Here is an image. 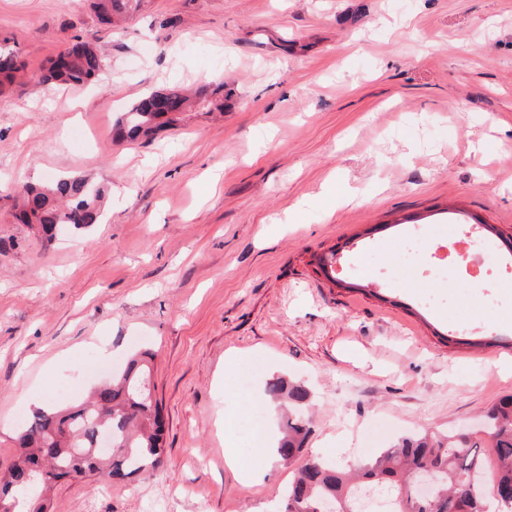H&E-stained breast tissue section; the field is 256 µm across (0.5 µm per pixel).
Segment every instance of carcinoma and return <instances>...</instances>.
<instances>
[{"mask_svg": "<svg viewBox=\"0 0 512 512\" xmlns=\"http://www.w3.org/2000/svg\"><path fill=\"white\" fill-rule=\"evenodd\" d=\"M132 0H93L100 19L108 24L131 8ZM104 58L87 41L73 44L36 74L40 83L80 85L98 77ZM24 66L15 55L0 48V90L15 82ZM162 101H172L178 111L206 102V91L189 97L178 88L152 92L135 102L121 120L117 132L135 138L148 136L163 126ZM103 194L87 180L59 177L42 188H24V204L18 220L34 224L48 238L61 226L87 228L100 222ZM149 354L132 355L124 370L99 386L77 404L62 399L49 411H38L25 422L16 438L17 459L0 473V508L4 512H47L44 491L64 478L99 475L124 481L161 461L164 423L159 402L145 388L150 380ZM271 400L287 413L278 457L288 464L298 460L312 431L306 413L307 388L277 378L268 383ZM112 432L116 448L103 454L98 433ZM482 433L495 458L492 487L482 478L481 447L469 434L457 431L416 433L353 469H339L311 460L296 470L284 495L285 512H365L366 493L374 491L394 501L395 512H448L455 502L465 512H501L512 508V396H504L484 414ZM430 468L439 483L434 498L421 501L415 495L414 476Z\"/></svg>", "mask_w": 512, "mask_h": 512, "instance_id": "carcinoma-1", "label": "carcinoma"}]
</instances>
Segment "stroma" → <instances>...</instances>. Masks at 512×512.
<instances>
[{
    "label": "stroma",
    "instance_id": "stroma-1",
    "mask_svg": "<svg viewBox=\"0 0 512 512\" xmlns=\"http://www.w3.org/2000/svg\"><path fill=\"white\" fill-rule=\"evenodd\" d=\"M78 38L96 80H30ZM0 46L28 70L0 95V470L33 398H82L139 344L166 421L159 465L104 494L60 482L53 512H282L291 467L254 455L249 486L224 461L278 377L311 392L304 458L345 467L379 422L380 448L471 433L512 393L490 288L392 248L416 227L431 249L452 224L512 238V0H137L113 26L92 0H0ZM218 83L223 109L116 136L149 92ZM57 176L103 187V218L48 241L16 214ZM254 360L239 393L229 367Z\"/></svg>",
    "mask_w": 512,
    "mask_h": 512
}]
</instances>
